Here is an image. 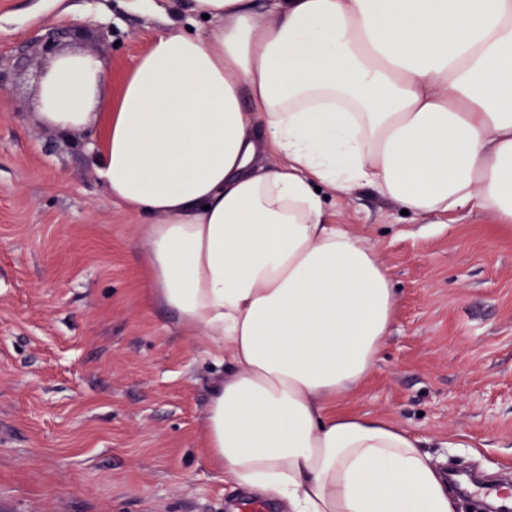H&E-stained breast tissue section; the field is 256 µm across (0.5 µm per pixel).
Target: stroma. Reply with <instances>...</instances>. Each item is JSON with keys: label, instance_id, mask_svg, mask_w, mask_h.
I'll return each mask as SVG.
<instances>
[{"label": "stroma", "instance_id": "1", "mask_svg": "<svg viewBox=\"0 0 512 512\" xmlns=\"http://www.w3.org/2000/svg\"><path fill=\"white\" fill-rule=\"evenodd\" d=\"M189 3L0 0V512H225L249 497L199 441L223 362L144 305L138 217L105 198L88 133L38 121L42 60L11 69L55 23L118 90L167 20L209 35ZM328 203L398 290L379 363L340 408L403 424L440 466L512 476V235L477 210L418 222L369 187Z\"/></svg>", "mask_w": 512, "mask_h": 512}]
</instances>
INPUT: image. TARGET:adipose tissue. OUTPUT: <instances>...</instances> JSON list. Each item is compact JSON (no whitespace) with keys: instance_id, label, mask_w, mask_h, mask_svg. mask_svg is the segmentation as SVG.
<instances>
[{"instance_id":"obj_1","label":"adipose tissue","mask_w":512,"mask_h":512,"mask_svg":"<svg viewBox=\"0 0 512 512\" xmlns=\"http://www.w3.org/2000/svg\"><path fill=\"white\" fill-rule=\"evenodd\" d=\"M116 96L66 48L37 117L101 130L109 201L140 217L146 303L224 353L210 464L284 512H458L420 437L336 403L376 367L398 296L325 192L512 233V0H192Z\"/></svg>"}]
</instances>
